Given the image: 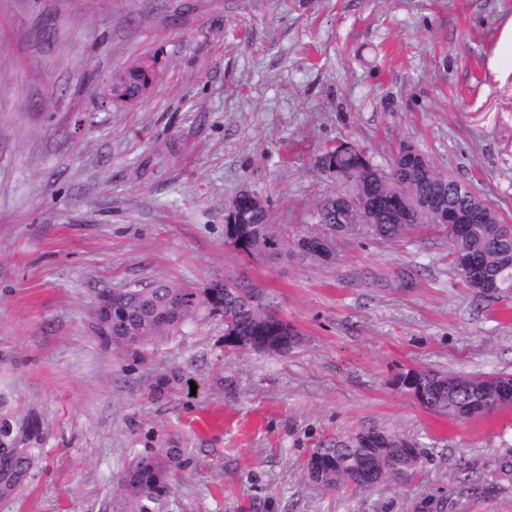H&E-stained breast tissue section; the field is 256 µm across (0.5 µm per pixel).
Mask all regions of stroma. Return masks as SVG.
<instances>
[{"mask_svg": "<svg viewBox=\"0 0 512 512\" xmlns=\"http://www.w3.org/2000/svg\"><path fill=\"white\" fill-rule=\"evenodd\" d=\"M511 19L512 0H0V449L32 454L0 512H125L124 474L167 438L186 461L158 512H512V407L458 422L392 387L410 368L512 373V295L463 288L432 233L355 236L329 263L224 241L245 189L277 233L309 224L337 142L385 170L411 145L512 223V72L489 66ZM146 55L151 90L105 102ZM230 278L300 331L288 355L227 358L211 316L141 363L94 332L107 290ZM369 426L419 442L413 477L307 478L320 441Z\"/></svg>", "mask_w": 512, "mask_h": 512, "instance_id": "stroma-1", "label": "stroma"}]
</instances>
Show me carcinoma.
<instances>
[{
	"label": "carcinoma",
	"instance_id": "cac0c4a2",
	"mask_svg": "<svg viewBox=\"0 0 512 512\" xmlns=\"http://www.w3.org/2000/svg\"><path fill=\"white\" fill-rule=\"evenodd\" d=\"M155 59L142 61L112 76V104L129 106L151 87ZM417 151L399 147L388 171H371L362 158L364 152L340 144L326 150L321 158L325 171L336 178V194L322 199L313 212L318 229L294 237L278 236L269 224L268 207L260 196H237L234 209L224 212V240L238 251L272 260L306 257L319 239H337L363 233L387 243H395L435 228L449 244L453 270L464 286L475 295L497 298L512 293V238L502 234L499 214L488 210L478 224L444 223L448 211L470 207L468 197L454 189L456 179L437 170L417 177L413 163ZM414 203L415 220L398 224L389 214L378 224H341L342 203L353 199L363 206L376 200L397 197ZM224 318L227 355L259 343L281 356L291 351L300 333H287L274 301L261 290L241 280H230L198 288L184 283L156 280L123 294L103 317L109 322L112 347L122 358L143 362L147 350L183 334L184 328L198 321L202 313ZM417 384L427 401L426 409L456 421L490 415L512 402V375H474L418 370ZM409 438L383 429H361L354 434L330 440L312 450L343 465L327 472L321 487L334 491L353 486L369 490L357 469L367 458L375 466L391 469L395 478H410L421 458L410 459ZM186 449L168 440L152 453L139 458L126 472L122 485L128 512H156L169 492L173 469Z\"/></svg>",
	"mask_w": 512,
	"mask_h": 512
}]
</instances>
